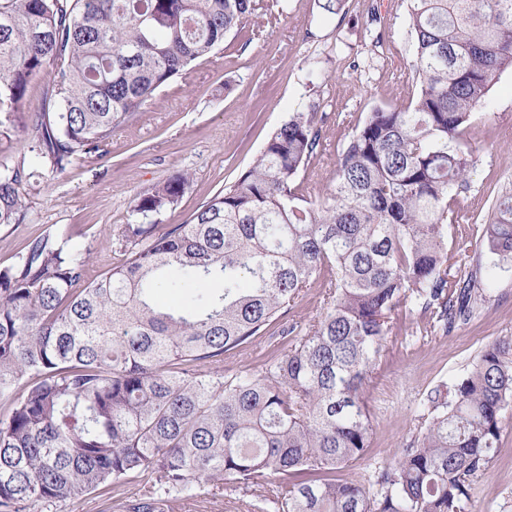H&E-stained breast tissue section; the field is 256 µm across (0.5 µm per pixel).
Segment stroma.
Wrapping results in <instances>:
<instances>
[{"label":"stroma","mask_w":512,"mask_h":512,"mask_svg":"<svg viewBox=\"0 0 512 512\" xmlns=\"http://www.w3.org/2000/svg\"><path fill=\"white\" fill-rule=\"evenodd\" d=\"M260 3L255 22L226 35L213 56L172 79L131 123L116 129L106 154L85 157L67 174L46 176L29 189L24 221L0 224V267L13 264L32 239L50 235L90 253L87 276L97 278L123 258L114 241L119 226L131 220L137 193L191 173L177 208L159 217L164 224L181 223L233 183L292 112H313L322 127L323 145L298 180L301 195L321 199L357 120L416 98L409 0H347L336 15L324 13L318 0ZM46 84L43 76L31 81L27 112L0 133V163H14L26 152L22 127L41 109ZM465 138L477 165L470 191L455 204L453 238L475 237L476 218L500 192L512 190V70L496 80ZM480 260L488 269L491 301L469 323L445 334L405 307L393 312L365 387L370 446L337 478L368 482L423 427L430 392L465 376L487 344L512 336V270L494 267L486 252ZM251 498L243 485L215 481L161 512H245ZM472 512H512V408L504 414L498 456L475 485Z\"/></svg>","instance_id":"stroma-1"}]
</instances>
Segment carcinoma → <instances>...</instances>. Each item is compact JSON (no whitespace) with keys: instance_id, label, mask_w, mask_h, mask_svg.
I'll return each instance as SVG.
<instances>
[{"instance_id":"carcinoma-1","label":"carcinoma","mask_w":512,"mask_h":512,"mask_svg":"<svg viewBox=\"0 0 512 512\" xmlns=\"http://www.w3.org/2000/svg\"><path fill=\"white\" fill-rule=\"evenodd\" d=\"M256 10L0 0L5 120L26 111L33 77L48 78L27 153L0 165V224L22 223L28 188L103 155L115 129ZM409 16L418 96L355 124L325 198L297 192L323 141L314 113L294 112L182 223L154 216L178 205L190 173L136 194L119 238L127 258L98 278L86 280L90 255L49 236L0 268V512L133 482L125 512H156L216 479L258 490L271 477L283 480L282 512H470L512 407V336L486 345L452 396H427V425L375 471L376 493L334 477L368 448L363 386L396 306L447 334L489 301L480 259L448 243V226L476 166L466 128L512 69V0H410ZM481 241L512 266V191L492 203ZM187 286L184 301L157 299ZM314 287L321 316L288 323ZM266 335L282 343L262 373L225 377L224 355Z\"/></svg>"}]
</instances>
